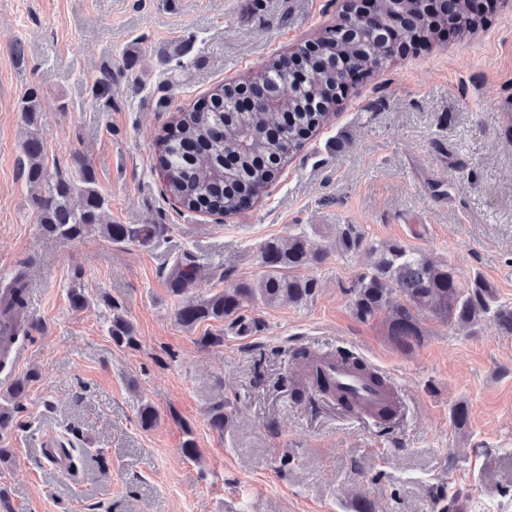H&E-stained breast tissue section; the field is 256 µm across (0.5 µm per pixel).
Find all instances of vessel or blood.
<instances>
[{"label": "vessel or blood", "instance_id": "vessel-or-blood-1", "mask_svg": "<svg viewBox=\"0 0 512 512\" xmlns=\"http://www.w3.org/2000/svg\"><path fill=\"white\" fill-rule=\"evenodd\" d=\"M310 367L334 382L340 399L346 403L352 414L363 419H376L379 412L395 408L398 402V387L394 381L375 383L356 366L343 361L335 352H316Z\"/></svg>", "mask_w": 512, "mask_h": 512}]
</instances>
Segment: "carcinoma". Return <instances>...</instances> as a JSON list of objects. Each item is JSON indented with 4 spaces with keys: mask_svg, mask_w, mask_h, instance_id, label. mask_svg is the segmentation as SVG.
<instances>
[{
    "mask_svg": "<svg viewBox=\"0 0 512 512\" xmlns=\"http://www.w3.org/2000/svg\"><path fill=\"white\" fill-rule=\"evenodd\" d=\"M449 9L448 14L442 10L431 12L429 0H406L399 29L400 46L435 39L437 28L450 16L462 35L479 27L480 22L469 10V0H450ZM387 28L386 24L377 28L357 24L339 33L334 26L325 28L291 53L307 73L304 84L288 88L289 74L280 56L249 72L242 81L219 85L201 102L179 110L156 142L165 193L187 210L221 216L236 215L248 202L259 199L276 181L288 156L327 121L345 67L354 65L368 74L370 63L387 52ZM113 80L109 64L92 84V97L101 112L112 111ZM21 111L27 126L36 125L37 91L27 92ZM23 152L27 161L21 163L22 174L28 183L44 188L33 203L46 235L72 241L99 225L116 242L142 237L144 227L137 224L104 223L107 202L88 163L75 160L74 175L48 174L42 161L43 142L33 130L29 131ZM75 195L82 198L78 209L71 206ZM336 244L345 256L363 254L368 258L367 271L346 288L354 316L362 323H370L378 314L386 313L385 333L398 350L409 351L422 341L418 318L422 312L448 325L473 326L490 321L499 335L512 336V306L499 302L483 277L476 275L464 284L448 263L435 261L398 242L374 246L366 242L355 224L336 226ZM261 260L265 273L259 280L181 307L177 313L179 322L193 326L202 320L220 319L227 322L228 328L247 334L260 325V321L247 315L252 304L275 306L286 300L299 305L313 296L315 281L302 278L297 271L303 266L322 264L325 254L313 235L302 231L286 245L276 239L265 242ZM198 272L195 264L177 263L172 292L184 293L195 284ZM5 288L14 331L7 338L0 337V367L8 361L10 345L27 334L24 276L14 277ZM103 303L112 311L108 333L113 343L118 347L137 346L134 327L118 306L108 299ZM30 380L28 376L13 384V407H0V435L15 424V413ZM138 419L142 428L150 429L157 422L158 413L150 403H143ZM227 422L224 402L211 404L210 427L222 433ZM58 449L74 466L87 456V449L76 447L69 439L58 442Z\"/></svg>",
    "mask_w": 512,
    "mask_h": 512,
    "instance_id": "1",
    "label": "carcinoma"
}]
</instances>
